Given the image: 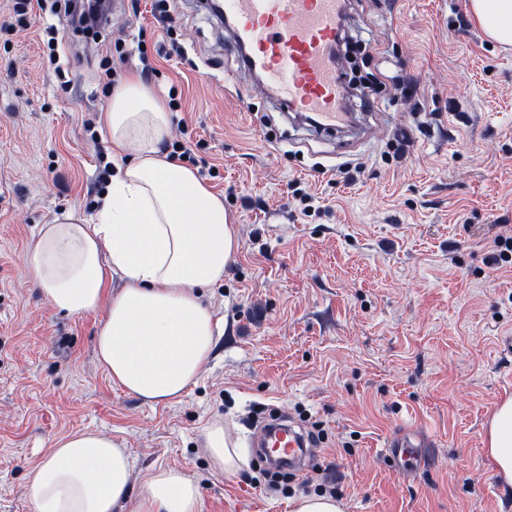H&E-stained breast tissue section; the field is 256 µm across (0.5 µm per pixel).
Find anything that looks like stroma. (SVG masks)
Returning <instances> with one entry per match:
<instances>
[{
	"label": "stroma",
	"mask_w": 512,
	"mask_h": 512,
	"mask_svg": "<svg viewBox=\"0 0 512 512\" xmlns=\"http://www.w3.org/2000/svg\"><path fill=\"white\" fill-rule=\"evenodd\" d=\"M120 3L96 36L48 9L18 21L0 0V512H33L34 467L78 430L125 442L133 494L156 467L185 470L202 512H289L302 494L343 512H512L485 452L512 397V261L491 262L494 239L512 238V48L459 26L470 0H348L371 102L348 98L352 128L323 132L261 92L204 0H171L183 52L157 58L146 85L178 102L169 139L223 200L239 249L204 291L220 330L198 381L147 405L97 361L102 313H58L25 273L37 225L94 214L86 124L139 76L138 44L167 40L152 0ZM49 27L65 81L44 52ZM270 410L323 433L310 483L287 495L250 450ZM214 421L247 450L230 477L203 444ZM406 425L436 443L409 476L383 448Z\"/></svg>",
	"instance_id": "stroma-1"
}]
</instances>
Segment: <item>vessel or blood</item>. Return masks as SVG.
<instances>
[{"label": "vessel or blood", "mask_w": 512, "mask_h": 512, "mask_svg": "<svg viewBox=\"0 0 512 512\" xmlns=\"http://www.w3.org/2000/svg\"><path fill=\"white\" fill-rule=\"evenodd\" d=\"M343 6V0H224V14L248 50L247 70L261 73L289 109L311 114L328 130L347 121L336 58ZM259 444L269 449L270 462L299 471L313 458L307 436L286 419L263 426ZM427 444L423 431L406 426L387 437L385 455L405 475Z\"/></svg>", "instance_id": "b4317fda"}]
</instances>
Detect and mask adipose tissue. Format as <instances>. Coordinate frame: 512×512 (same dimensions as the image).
Wrapping results in <instances>:
<instances>
[{"label": "adipose tissue", "instance_id": "1", "mask_svg": "<svg viewBox=\"0 0 512 512\" xmlns=\"http://www.w3.org/2000/svg\"><path fill=\"white\" fill-rule=\"evenodd\" d=\"M485 33L512 46V0H471ZM101 128L118 165L93 218L76 210L39 225L26 272L55 310L103 312L97 358L113 383L148 405L180 401L216 344L217 321L203 296L238 252L236 230L191 168L161 146L169 137L163 103L142 85L117 89ZM121 285L107 290L108 278ZM214 470L231 476L245 462L223 424L205 431ZM486 452L512 488V397L489 421ZM133 460L122 440L76 431L57 439L27 484L33 512H123ZM197 481L183 469L156 468L135 512H201Z\"/></svg>", "mask_w": 512, "mask_h": 512}]
</instances>
